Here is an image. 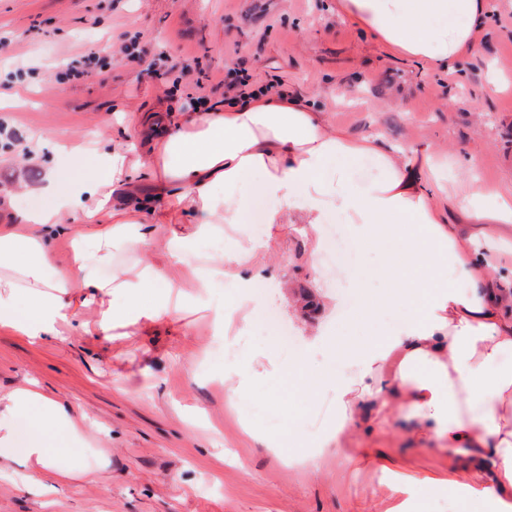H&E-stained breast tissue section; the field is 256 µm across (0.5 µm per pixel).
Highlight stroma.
<instances>
[{"instance_id":"stroma-1","label":"stroma","mask_w":512,"mask_h":512,"mask_svg":"<svg viewBox=\"0 0 512 512\" xmlns=\"http://www.w3.org/2000/svg\"><path fill=\"white\" fill-rule=\"evenodd\" d=\"M475 48L455 68L393 55L370 33L341 21L336 0H0V96L15 106L0 110V223L39 206L44 159L51 146L123 147L128 116L157 112L162 124L189 111L201 93L224 101L228 69L245 68L257 83L279 78L289 91L326 112L333 127L355 137L380 136L385 146L446 148L440 177L472 176L486 187L512 184V93L485 91L489 69L512 76V0H488V20L474 32ZM77 53L104 57L107 66L84 79L59 84L62 61ZM193 67L179 78L175 67ZM45 142L38 159L30 148ZM478 165L468 169L469 157ZM300 224H289L268 256L275 278L266 314L299 344L298 357L314 373L339 369L336 357L311 354L308 327L325 324L343 340L366 341L367 325L352 311L350 292L330 318L287 309L289 291L312 283L333 295L330 282L306 258ZM182 280L186 304L169 318L117 326L108 336L71 334L40 344L0 330V391L36 381L43 392L79 409L93 428L75 467L99 458L108 466L94 483L75 479L32 494L25 469L9 463L0 473V512H464L443 480L457 457L413 438L403 422L366 435L362 420L344 445L367 451L356 469L329 448L321 470L308 471L266 448V441L297 436L305 449L319 444L336 413L332 393L294 401L283 421L288 390L268 376L252 393L247 438L241 412L224 397V351L239 360L270 356L280 367L293 357L254 339L214 335L216 309L233 305L234 291Z\"/></svg>"}]
</instances>
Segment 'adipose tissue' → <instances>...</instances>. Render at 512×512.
Segmentation results:
<instances>
[{
    "label": "adipose tissue",
    "instance_id": "adipose-tissue-1",
    "mask_svg": "<svg viewBox=\"0 0 512 512\" xmlns=\"http://www.w3.org/2000/svg\"><path fill=\"white\" fill-rule=\"evenodd\" d=\"M486 2L336 0V9L392 54L451 65L473 49ZM56 153L43 168L46 205L20 214L17 223L0 224V329L36 344L74 331L108 334L121 323L165 319L179 305V270L190 264L196 287L224 280L238 290L237 309L214 316V332L223 336L237 311L255 309L251 288L268 267L271 246L232 238L211 256L197 246L220 225L244 223L250 191L271 201L270 226L304 225L312 263L321 224L340 218L360 249L384 257L377 269L349 272V287H365L375 276L388 290L367 296L355 312L374 327L376 339L343 344L348 370L326 381L336 400V425L325 444L340 443L358 417H366L368 430L381 431L405 414L419 438L465 455L464 469L446 481L449 491L477 477L495 512H512V313L502 282L446 223L437 201L446 196L468 221L492 225L494 237L506 242L512 240V191L460 178L429 193L437 150H391L376 136L350 138L296 94L182 113L146 158L164 201L159 208L138 199L113 207V195L137 169L125 151L86 154L60 146ZM71 214L86 231H72ZM152 224H184L188 231L170 238L162 262L115 274L119 253L145 251ZM67 234L72 253L64 268H53L49 243ZM117 291L125 304L112 303ZM395 306L405 315L389 330L384 316ZM224 373V396L234 406L250 398L261 378L231 353ZM85 429L72 407L37 383L0 392V460L28 466L30 490L62 486L78 475L98 479L99 468L72 465Z\"/></svg>",
    "mask_w": 512,
    "mask_h": 512
}]
</instances>
